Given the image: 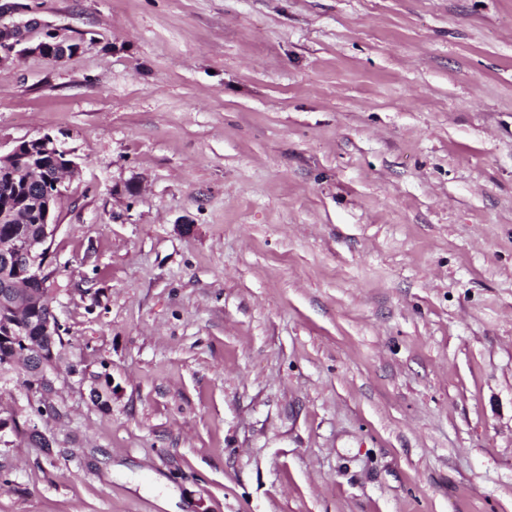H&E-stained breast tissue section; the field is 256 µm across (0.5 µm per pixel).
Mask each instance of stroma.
Listing matches in <instances>:
<instances>
[{"label":"stroma","mask_w":512,"mask_h":512,"mask_svg":"<svg viewBox=\"0 0 512 512\" xmlns=\"http://www.w3.org/2000/svg\"><path fill=\"white\" fill-rule=\"evenodd\" d=\"M7 2L76 46L0 60V153L80 168L112 411L0 383V512H512V0Z\"/></svg>","instance_id":"stroma-1"}]
</instances>
